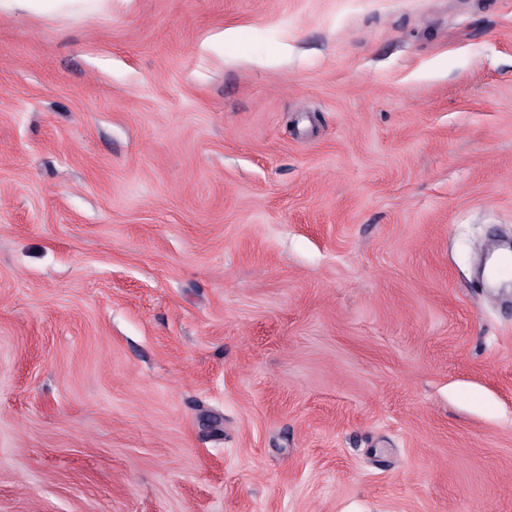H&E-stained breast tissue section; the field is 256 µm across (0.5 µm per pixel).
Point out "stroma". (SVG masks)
<instances>
[{
  "instance_id": "1",
  "label": "stroma",
  "mask_w": 512,
  "mask_h": 512,
  "mask_svg": "<svg viewBox=\"0 0 512 512\" xmlns=\"http://www.w3.org/2000/svg\"><path fill=\"white\" fill-rule=\"evenodd\" d=\"M503 242L512 0L0 14V512H512Z\"/></svg>"
}]
</instances>
